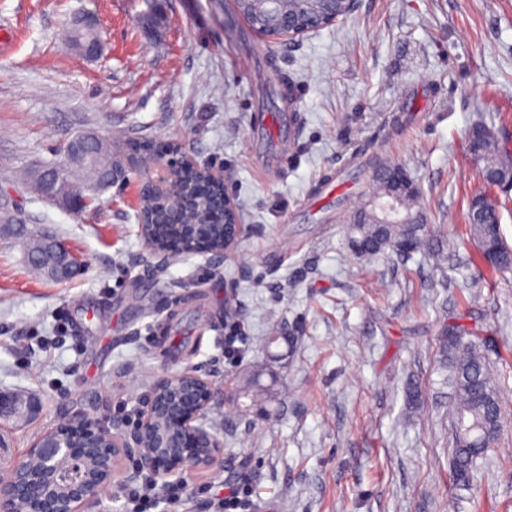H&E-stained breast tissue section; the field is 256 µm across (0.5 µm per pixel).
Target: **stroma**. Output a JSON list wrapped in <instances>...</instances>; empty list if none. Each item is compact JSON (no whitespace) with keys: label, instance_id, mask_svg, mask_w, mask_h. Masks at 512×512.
I'll return each mask as SVG.
<instances>
[{"label":"stroma","instance_id":"35a3bbf8","mask_svg":"<svg viewBox=\"0 0 512 512\" xmlns=\"http://www.w3.org/2000/svg\"><path fill=\"white\" fill-rule=\"evenodd\" d=\"M163 7L150 37L144 0H0V204L77 262L51 280L0 224V391L41 402L32 421L0 425V460H22L76 415L130 435L117 403L193 370L212 386L199 423L223 443L224 468L187 473L208 493L159 499L154 512H212L238 484L252 512H512V425L471 485L453 480L440 351L451 326L485 336L512 410V271L489 269L467 219L488 191L512 246V191L486 189L465 142L481 124L512 152V0H357L347 20L267 54L228 0ZM76 20L99 31L98 59L72 48ZM289 100L296 136L273 177L253 136ZM90 129L175 142L221 167L243 214L238 244L176 259L150 250L137 173L79 215L19 182ZM385 159L408 170L447 242L442 266L421 253L352 255L349 217ZM169 324L187 346L158 347ZM274 324L286 341L270 347ZM253 375L274 386L263 411L237 392Z\"/></svg>","mask_w":512,"mask_h":512}]
</instances>
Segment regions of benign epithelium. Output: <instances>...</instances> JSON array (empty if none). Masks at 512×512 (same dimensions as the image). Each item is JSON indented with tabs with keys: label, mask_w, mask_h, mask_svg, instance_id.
Instances as JSON below:
<instances>
[{
	"label": "benign epithelium",
	"mask_w": 512,
	"mask_h": 512,
	"mask_svg": "<svg viewBox=\"0 0 512 512\" xmlns=\"http://www.w3.org/2000/svg\"><path fill=\"white\" fill-rule=\"evenodd\" d=\"M191 167L203 169L212 183L224 182L222 172L183 155L163 164L147 155L137 169L146 175L152 197L158 202L163 223L174 224L185 239L194 236L195 225L183 223V213L195 197L181 181ZM235 204L224 192L215 202L214 223L224 225V250L235 247L242 225L233 221ZM397 218V198L364 203L353 218L355 224L390 223ZM190 373L159 378L153 395L134 433V443L110 434L86 417L66 419L37 435L23 461L0 469V512H88L112 486L124 456H136L137 469L163 482L187 471L224 467L223 444L197 424L210 401L211 386L200 376L194 395L177 396ZM38 402L20 401L0 392V421L28 418Z\"/></svg>",
	"instance_id": "benign-epithelium-1"
}]
</instances>
